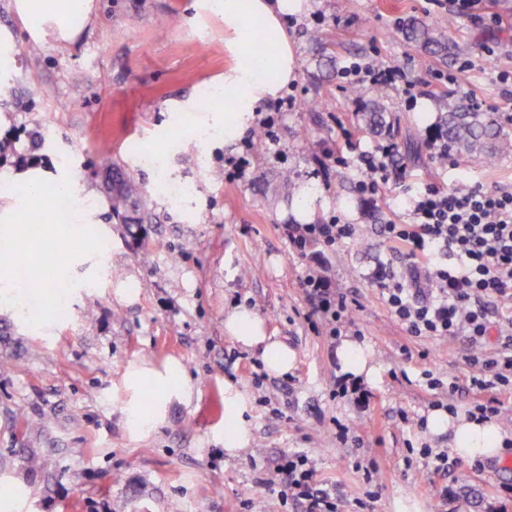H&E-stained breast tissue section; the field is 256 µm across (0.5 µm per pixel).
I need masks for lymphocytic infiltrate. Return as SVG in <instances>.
Returning a JSON list of instances; mask_svg holds the SVG:
<instances>
[{"label": "lymphocytic infiltrate", "instance_id": "obj_1", "mask_svg": "<svg viewBox=\"0 0 512 512\" xmlns=\"http://www.w3.org/2000/svg\"><path fill=\"white\" fill-rule=\"evenodd\" d=\"M400 149L385 138L361 154L366 178L363 196L379 197L390 180V164ZM282 231L298 257L307 261L301 279L310 305L304 319L321 336H339L352 324L359 305L336 291L306 247L317 243L333 250L354 239L357 228L333 216L318 224H286ZM379 233L406 268L375 263L367 274L391 316L414 338H462L472 373L466 387L475 399L469 417L497 416L504 393L512 391V190L474 183L464 189L426 184L411 200L409 221L387 222ZM271 487L281 503L300 512H342L335 490L321 487L307 453L291 451L271 467Z\"/></svg>", "mask_w": 512, "mask_h": 512}]
</instances>
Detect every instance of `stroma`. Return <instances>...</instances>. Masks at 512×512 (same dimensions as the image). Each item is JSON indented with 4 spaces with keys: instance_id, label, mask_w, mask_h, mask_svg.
I'll return each instance as SVG.
<instances>
[{
    "instance_id": "obj_1",
    "label": "stroma",
    "mask_w": 512,
    "mask_h": 512,
    "mask_svg": "<svg viewBox=\"0 0 512 512\" xmlns=\"http://www.w3.org/2000/svg\"><path fill=\"white\" fill-rule=\"evenodd\" d=\"M506 3L502 10L479 0L463 14L454 0H353L348 10L343 0H312L311 12L286 23L298 78L279 97L296 106L267 110L278 149L272 155L247 153L249 129L229 145L220 137L199 141L208 112L171 107L188 95L201 99L236 64L224 19L206 0H96L92 21L67 47L33 43L10 0H0V26L16 38L19 67L14 100L0 103V140H18L21 151L41 157L50 177L74 178L93 201L108 196L105 165L120 167L140 185L146 213L142 240L109 210L97 215L95 230L109 248L93 263L72 265L77 285L60 319L35 328L19 309L0 304V358L12 364L0 371V512H244L246 502L255 512H287L262 478L272 458L298 448L314 461L323 487L347 501L366 491L353 462L377 458L374 512H512L497 458L475 470L471 459L452 454L451 433L416 424L435 401H451L459 415L469 409L468 396L430 390L423 376L428 370L465 382L466 343L410 341L365 278L378 261L402 269L379 226L407 223L416 191L429 182L512 189V157L494 170L477 161L441 168L425 151L371 201L358 191L364 174L355 161L339 164L323 154L325 144L354 132L351 115L369 91L342 75L351 62L409 71L415 99L392 87L387 100L405 124L423 112L435 116L445 77L463 69L485 111L512 114V86L497 80L512 72V0ZM411 17L447 31L455 54L441 61L410 45L399 23ZM315 30L318 45L308 39ZM332 44L339 50L327 64L322 49ZM77 77L82 93L75 98ZM354 87L360 97L350 96ZM354 134L362 149L373 148V138ZM243 155L246 176L224 177L228 160ZM286 170L296 185L318 191L304 218L279 187ZM162 177L192 185L190 214L157 192ZM334 215L358 227L355 240L323 258L333 287L360 304L354 328L378 369L366 407L330 398L341 375L337 343L309 330L300 286L305 263L279 230ZM239 306L256 312L268 334L294 352L287 375L264 374L258 356L227 336L224 317ZM423 350L428 359L420 358ZM171 359L184 366L190 397L171 403L147 434H131L123 412L126 368L134 361L158 368ZM231 391L245 398L242 420L251 433L249 447L234 456L224 451V398ZM401 408L409 423L397 420ZM336 418L363 447L337 442ZM31 419L43 421L41 433L25 430ZM424 445L449 450L447 471L434 473L431 459L418 454L405 467L409 448ZM31 456L38 469L27 467ZM445 486L454 495L441 507Z\"/></svg>"
}]
</instances>
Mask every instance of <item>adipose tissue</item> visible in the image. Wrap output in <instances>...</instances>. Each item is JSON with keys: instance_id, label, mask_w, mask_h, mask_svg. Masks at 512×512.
I'll return each mask as SVG.
<instances>
[{"instance_id": "obj_1", "label": "adipose tissue", "mask_w": 512, "mask_h": 512, "mask_svg": "<svg viewBox=\"0 0 512 512\" xmlns=\"http://www.w3.org/2000/svg\"><path fill=\"white\" fill-rule=\"evenodd\" d=\"M302 3L303 0H211L212 12L224 18V29L230 35L228 46L237 59L236 68L224 78V108L211 115L213 123L223 124L225 143H232L255 112L297 80L298 66L284 18L301 13ZM11 8L32 42L64 47L77 39L96 5L95 0H11ZM224 330L242 348L256 353L269 375L282 376L294 367L293 351L268 336L263 319L255 312L233 309L224 319ZM151 380L160 382L162 389L147 406L141 400L140 387ZM126 383L131 393L126 417L137 432L151 430L166 407L190 391V380L176 362L160 370L131 365ZM427 422L437 433L453 430V449L462 457L494 455L508 436L507 430L494 421L453 418L439 408L429 413Z\"/></svg>"}]
</instances>
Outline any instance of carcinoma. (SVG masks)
<instances>
[{
	"label": "carcinoma",
	"mask_w": 512,
	"mask_h": 512,
	"mask_svg": "<svg viewBox=\"0 0 512 512\" xmlns=\"http://www.w3.org/2000/svg\"><path fill=\"white\" fill-rule=\"evenodd\" d=\"M402 34L407 42L430 57L443 58L453 53L455 48L448 34L426 19L409 18L402 28ZM455 95L454 89L444 93L448 100L447 109L440 113L435 129L448 144V149L455 152L457 164L466 167L479 160L493 168L503 158L512 155V134L504 130L499 118L492 112L461 108L455 103ZM386 99L387 93L383 87L368 97L362 110L356 113L359 132L372 136L392 134L396 120L389 112ZM6 155L17 156L22 166H38V161L26 158L13 141L0 143V159ZM112 174L117 184L110 195L112 216L127 221L128 232L136 236L143 224V218L134 217V214L142 210L141 192L134 181L117 169H112Z\"/></svg>",
	"instance_id": "cac0c4a2"
}]
</instances>
